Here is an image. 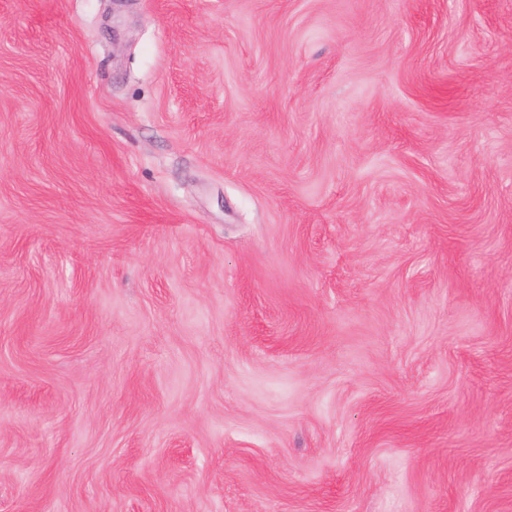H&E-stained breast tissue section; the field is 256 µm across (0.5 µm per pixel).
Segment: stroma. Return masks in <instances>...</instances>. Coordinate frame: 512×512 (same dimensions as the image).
<instances>
[{
  "label": "stroma",
  "mask_w": 512,
  "mask_h": 512,
  "mask_svg": "<svg viewBox=\"0 0 512 512\" xmlns=\"http://www.w3.org/2000/svg\"><path fill=\"white\" fill-rule=\"evenodd\" d=\"M0 512H512V0H0Z\"/></svg>",
  "instance_id": "obj_1"
}]
</instances>
